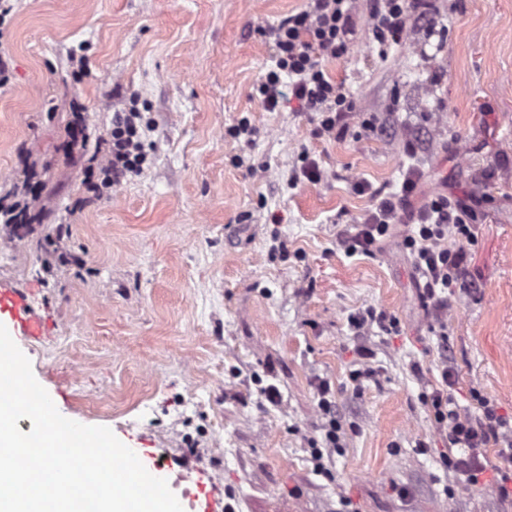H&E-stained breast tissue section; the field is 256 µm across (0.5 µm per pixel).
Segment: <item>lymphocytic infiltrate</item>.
<instances>
[{"instance_id": "1", "label": "lymphocytic infiltrate", "mask_w": 512, "mask_h": 512, "mask_svg": "<svg viewBox=\"0 0 512 512\" xmlns=\"http://www.w3.org/2000/svg\"><path fill=\"white\" fill-rule=\"evenodd\" d=\"M355 9L356 0H307L304 9L268 29L275 66L256 87L267 111H275L289 95L299 102L302 111L318 115L316 135H331L341 129L344 117L355 106L342 86L325 71L323 63L346 53V37L354 26ZM423 16L421 0L370 3L372 35L383 46L401 43L409 19ZM143 123L137 99H130L127 108L115 113L107 138L96 148H89L83 131L69 127L65 154L72 160L90 159L87 174H100L103 186L112 187L143 169L147 160L140 132ZM419 182L417 170H409L400 196L378 201L359 224L341 234L340 243L346 253L368 255L377 250L392 226L408 225L402 248L410 254L423 280L422 297L431 303L432 331L444 341L448 338V316L442 295L465 287L469 257L464 248L449 247L448 239L454 236L461 241L471 240L469 219L475 200L439 193L412 210L408 204L417 193ZM438 371V379L432 381L429 392L423 393L422 401L436 430L448 441L450 452L443 458L445 466L463 475L470 486H478L485 470L479 451L494 444L505 478L512 479V431H503V423L487 397L476 396V412L458 409L453 367L444 363ZM317 398V407L326 420L324 445L312 448L311 458L315 471L322 473L326 470L323 450H340L343 426L336 415L335 395L329 381H319ZM458 448L463 451L459 457L454 454Z\"/></svg>"}]
</instances>
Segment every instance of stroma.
<instances>
[{
    "label": "stroma",
    "mask_w": 512,
    "mask_h": 512,
    "mask_svg": "<svg viewBox=\"0 0 512 512\" xmlns=\"http://www.w3.org/2000/svg\"><path fill=\"white\" fill-rule=\"evenodd\" d=\"M304 0H10L0 17V194L46 187V224L0 226V282L44 322L22 344L59 412L109 427L131 448L188 460L170 489L235 512H512L496 447L481 486L443 465L448 444L421 396L441 361L455 398L492 401L512 426V0H429L428 23L379 47L363 0L346 55L325 61L355 103L343 133L315 136L310 115L267 111L255 91L273 65L260 28ZM89 69L74 75L71 54ZM147 108L140 174L95 196L64 158L73 103L91 140L130 97ZM249 117L245 141L227 130ZM373 127H366V119ZM422 141L403 150L406 130ZM322 172L298 179L303 157ZM422 174L481 201L469 285L448 294V349L430 331L419 277L393 227L374 255L338 244L378 199ZM369 183L359 192L357 183ZM71 232L57 237L59 223ZM382 312L355 336L350 316ZM367 346L371 375L352 379ZM330 381L343 450L314 471L323 439L315 386ZM275 386L279 403L262 387ZM426 449H418V441Z\"/></svg>",
    "instance_id": "35a3bbf8"
}]
</instances>
